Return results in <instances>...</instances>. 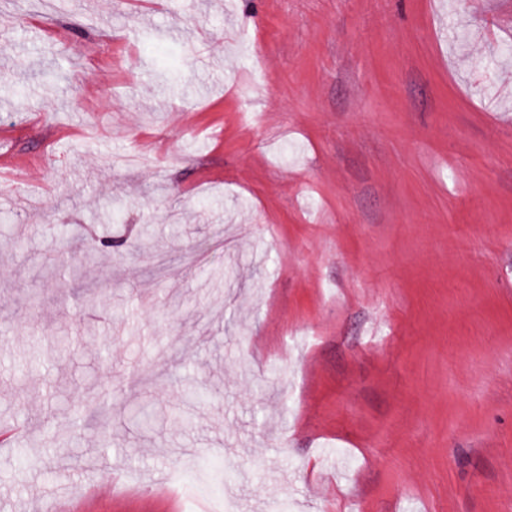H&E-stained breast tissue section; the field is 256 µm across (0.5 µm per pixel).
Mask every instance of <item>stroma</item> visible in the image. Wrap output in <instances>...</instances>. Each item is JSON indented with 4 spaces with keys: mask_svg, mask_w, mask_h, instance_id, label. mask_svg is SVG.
Wrapping results in <instances>:
<instances>
[{
    "mask_svg": "<svg viewBox=\"0 0 512 512\" xmlns=\"http://www.w3.org/2000/svg\"><path fill=\"white\" fill-rule=\"evenodd\" d=\"M507 45L512 0H0V512H512Z\"/></svg>",
    "mask_w": 512,
    "mask_h": 512,
    "instance_id": "1",
    "label": "stroma"
}]
</instances>
